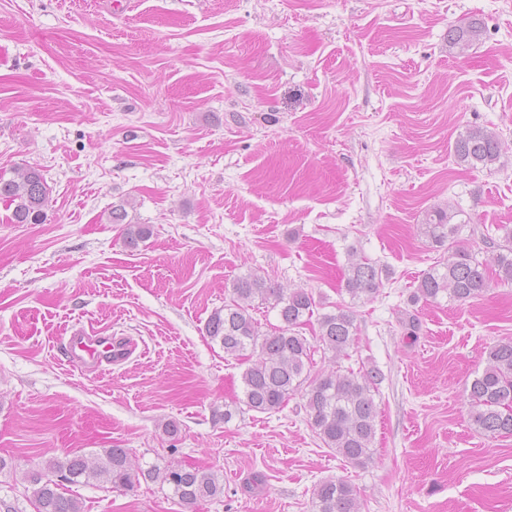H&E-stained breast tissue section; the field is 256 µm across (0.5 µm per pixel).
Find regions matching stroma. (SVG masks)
<instances>
[{
  "mask_svg": "<svg viewBox=\"0 0 512 512\" xmlns=\"http://www.w3.org/2000/svg\"><path fill=\"white\" fill-rule=\"evenodd\" d=\"M114 1L0 0V177L48 187L39 224L0 199V512H35L24 477L48 460L108 448L214 471L224 494L64 484L83 512H313L328 480L361 512H512V436L481 435L468 402L512 341V286L412 299L453 249L422 235L433 210L481 260L512 225V0ZM472 126L497 133L496 167L456 162ZM123 202L152 231L135 247L109 219ZM352 249L389 272L371 299L342 289ZM251 272L354 312L347 364L382 374L368 464L297 395L225 418L247 362L206 326ZM79 328L136 349L83 373L62 349ZM483 34L482 25L473 20L465 26L450 29L448 31V48L457 53L466 51L470 45L479 40Z\"/></svg>",
  "mask_w": 512,
  "mask_h": 512,
  "instance_id": "obj_1",
  "label": "stroma"
}]
</instances>
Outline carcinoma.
I'll use <instances>...</instances> for the list:
<instances>
[{"instance_id":"carcinoma-1","label":"carcinoma","mask_w":512,"mask_h":512,"mask_svg":"<svg viewBox=\"0 0 512 512\" xmlns=\"http://www.w3.org/2000/svg\"><path fill=\"white\" fill-rule=\"evenodd\" d=\"M482 25L473 20L448 31V48L462 52L479 40ZM457 162L464 166L490 168L502 156L497 135L486 128H468L453 144ZM0 198L15 204L18 224H39L44 218L47 187L43 174L22 168L16 177L0 178ZM453 212L436 210L421 229L435 244L457 237L460 225L452 223ZM504 244L500 251L480 261L463 246H456L440 267L426 272L413 294L415 300L436 301L448 298L466 302L479 296L489 284V272L497 280L512 286V227L503 224ZM146 224H128V244L136 245L149 237ZM385 269L349 252V269L344 291L351 300L375 294ZM277 310L280 325L271 334L261 331L252 316L255 302ZM316 302L303 288L288 292L266 278L246 274L232 285V297L224 311L215 312L207 324V335L224 348V355L240 357L251 352V359L241 375L243 397L239 403L250 411L269 413L282 408L288 400L301 396L308 422L324 445L345 461L364 466L372 460L375 437V404L372 390L380 381L374 369L356 373L336 370L327 375H311L318 350L331 354L333 361L348 356L357 331L353 311L342 307L317 319L318 332L307 338L301 328L314 315ZM469 404L473 424L489 438L512 436V341L491 347L486 365L472 381ZM146 480L171 488L179 502L192 505L214 499L223 490L217 474L199 468L167 464L153 465L140 471ZM33 486L32 497L37 512H82L80 502L59 492L62 482L97 481L115 487L132 483L131 463L124 448H109L104 457H66L46 464V469L27 476ZM315 512H360L357 490L345 481H325L314 491Z\"/></svg>"}]
</instances>
